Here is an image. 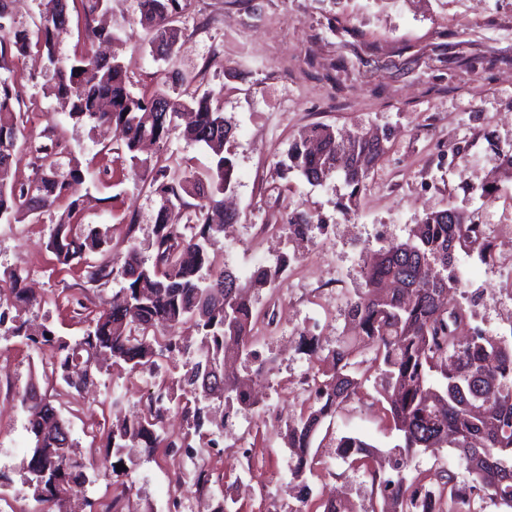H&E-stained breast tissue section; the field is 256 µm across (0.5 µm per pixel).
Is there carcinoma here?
Instances as JSON below:
<instances>
[{
	"instance_id": "obj_1",
	"label": "carcinoma",
	"mask_w": 512,
	"mask_h": 512,
	"mask_svg": "<svg viewBox=\"0 0 512 512\" xmlns=\"http://www.w3.org/2000/svg\"><path fill=\"white\" fill-rule=\"evenodd\" d=\"M69 1L89 22L106 2L41 0L32 30L13 18L12 0H0V70L8 72L0 75V220L60 211L47 244L56 265L83 264L94 283L127 282L125 303L90 311L88 330L69 340L46 326L8 317L11 309L37 302L22 274L11 271L0 278V327L50 352L57 377L76 390L102 373L108 361L130 374L154 372L165 353L186 351L184 371L162 378L140 415L112 426L109 443L117 455L128 448L149 455L158 448H216L220 442L214 433L204 431L211 423L212 400L258 410L259 399L238 372V363L257 358L254 346L273 324L272 317L255 311V294L278 279L298 255L283 252L275 265H259L243 277L210 252L224 225L238 218L224 209L234 161L225 149L232 126L224 119L220 95L195 91L182 99L172 96L163 82L136 96L129 89L125 62L90 53L60 56L57 46L68 26ZM182 11L181 0H136V23L149 35L159 60L177 55L181 29L176 22ZM447 37L437 48L447 55L450 74L461 70L490 78L499 66L512 62L479 39L455 32ZM33 49L52 71L48 94L70 103L69 118L122 128L131 172L149 182L158 197L151 262L142 258L134 236L128 237L124 251L114 253L106 231L82 223L87 199L80 194V170L59 171L58 143H38L25 135L23 99L10 62ZM183 110L193 119L181 135L210 153L204 174L187 166L151 164L154 148L178 130L176 118ZM388 140L358 130L343 141L333 127L318 123L297 134L280 165L310 183L342 181L350 189L351 203L386 154ZM22 151L40 155L41 164L36 177L18 187L10 181V170ZM187 196L198 203L187 202ZM169 202L191 209L186 224L168 223ZM455 212L453 221L446 210L426 214L402 241L362 261V286L344 297L345 324L336 347L327 351L317 337L299 336L300 350L317 365L311 385L318 397L302 403L300 412L281 425L283 445L295 461L291 481L303 479L320 463L312 454L317 432L361 393L367 371L361 369L360 356L365 355L379 371L380 394L388 403L384 418L399 438L390 452L395 473L391 484L372 470L373 456L360 452L351 460L354 469L369 474L381 488V503L372 512H414L416 483L426 479L448 492V512H484L481 502L486 497L499 512H512V341H494L472 326L475 312L456 269L457 252L474 251L485 262L494 257L495 245L465 211ZM320 224L313 214L295 211L284 228L288 240L300 244ZM98 254L101 261L91 262ZM388 281L400 287L387 288ZM166 327L192 330L199 344L192 348L180 344V336L159 333ZM19 402L32 435L26 472L34 512L65 508L70 483L82 476L83 468L72 456L69 422L33 384ZM173 410L188 423V431L175 439L165 432ZM421 448L453 449L468 482L457 483L443 464L407 476L411 458ZM303 504L304 512H358L352 503L342 504L340 511L324 500Z\"/></svg>"
}]
</instances>
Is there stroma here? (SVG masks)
Returning a JSON list of instances; mask_svg holds the SVG:
<instances>
[{
	"instance_id": "35a3bbf8",
	"label": "stroma",
	"mask_w": 512,
	"mask_h": 512,
	"mask_svg": "<svg viewBox=\"0 0 512 512\" xmlns=\"http://www.w3.org/2000/svg\"><path fill=\"white\" fill-rule=\"evenodd\" d=\"M110 6L107 22L117 34L110 50L129 63V89L138 95L161 81L165 65L134 22L135 0H111ZM507 19L512 20V0H184L176 66L220 92L224 117L234 129L229 149L239 218L225 227L214 252L244 274L289 250L280 226L292 211L318 214L331 226L329 234L314 236L316 272L283 275L255 297L257 312L275 315L273 331L258 346L273 359L274 371L267 379L253 378L249 366L239 372L251 377L269 410L285 418L298 409L308 357L293 335L308 315L318 313L321 345L335 346L343 310L326 294L358 288L363 257L403 240L408 227L427 213L450 207L467 210L481 224H512V207L505 202L512 197V175L502 176L499 167L502 151L512 149V65L495 70L489 80L461 71L452 76L434 51L448 31L475 27L488 45L512 54V29L496 27ZM341 57L347 69L338 74L333 65ZM14 68L24 111L41 114L37 124L27 125V134L37 138L54 130L65 146L61 163L78 164L83 173L89 198L85 223L104 225L116 252L135 237L142 258L151 259L158 198L147 183L121 176L120 154L103 151L102 141L120 144L118 131L70 119L66 108L46 95L50 75L39 58L27 57ZM316 123L345 133L370 127L391 132L385 156L349 211L339 207L341 182L312 185L278 167L294 136ZM490 182L499 197L484 205L472 189ZM55 220L46 212L20 223L0 221V274L21 272L41 298L19 310L21 319L77 337L88 328L78 304L111 308L121 284L88 282L81 265L56 267L47 247ZM40 360L26 340L0 330V487L7 490L0 512H30L33 505L25 482L31 435L15 404L18 391L33 378L69 420L73 453L84 463L71 486L75 512L84 500L112 496L126 483L138 512H165L173 490L170 475L178 470L191 479L190 461L161 448L150 457L134 448L123 471L91 464L107 453L112 423L140 412L156 378L111 367L80 396ZM378 388L379 376L371 374L366 397L351 401L322 427V464L306 478L313 492L327 496L344 487L369 496L367 477L337 456L336 440L352 435L385 451L394 446L396 433L371 398ZM210 415L224 432L226 448L207 458L212 491L193 501L190 512H214L226 496L233 500L231 512H261L260 499L237 494L238 450L246 444L265 449V466L276 476L271 492L284 512H296L300 502L287 488L291 459L278 425L259 426L253 413L216 400Z\"/></svg>"
}]
</instances>
